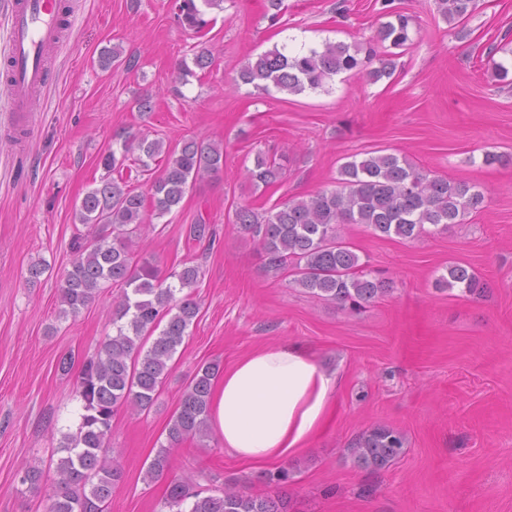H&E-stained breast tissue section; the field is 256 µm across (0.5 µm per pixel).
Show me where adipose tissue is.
<instances>
[{
	"label": "adipose tissue",
	"instance_id": "adipose-tissue-1",
	"mask_svg": "<svg viewBox=\"0 0 512 512\" xmlns=\"http://www.w3.org/2000/svg\"><path fill=\"white\" fill-rule=\"evenodd\" d=\"M340 387L297 343L261 348L214 380L210 428L237 458L277 463L301 450L323 425Z\"/></svg>",
	"mask_w": 512,
	"mask_h": 512
}]
</instances>
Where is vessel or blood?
Wrapping results in <instances>:
<instances>
[{
    "label": "vessel or blood",
    "mask_w": 512,
    "mask_h": 512,
    "mask_svg": "<svg viewBox=\"0 0 512 512\" xmlns=\"http://www.w3.org/2000/svg\"><path fill=\"white\" fill-rule=\"evenodd\" d=\"M9 30L8 105L14 125L21 126L32 110L33 98L46 85L48 53L61 45L54 0H10Z\"/></svg>",
    "instance_id": "obj_1"
}]
</instances>
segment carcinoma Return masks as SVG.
Segmentation results:
<instances>
[{"mask_svg": "<svg viewBox=\"0 0 512 512\" xmlns=\"http://www.w3.org/2000/svg\"><path fill=\"white\" fill-rule=\"evenodd\" d=\"M224 0H175L174 19L182 28L201 33L214 23L208 10ZM474 0H435L437 11L456 25L471 12ZM388 18L375 39L326 42L320 49L288 54L277 48L247 59L234 82L268 93L288 95L315 91L342 73L370 82L390 77L394 61L378 55L376 45L400 48L409 41V18L394 12L392 0H382ZM379 66L373 68V61ZM214 63L213 51L203 47L191 61H181L179 75L187 77ZM104 171L75 211V219L89 226L72 242V268L59 286V313L74 316L108 287L122 289L112 314V334L101 351L85 360L76 380V392L85 414L76 433L66 434L57 452L61 456L50 483L49 512H107L122 468L111 448L112 419L118 409L141 414L152 408L159 389L172 369L178 348L199 313L192 288L199 270L185 264L180 270L161 271L142 255L138 241L153 220L177 209L199 180L224 168L219 142L194 138L171 150L161 139L141 131L117 134L99 157ZM158 174L139 191L125 173ZM283 165L259 153L248 177L255 185L278 181ZM487 190L468 181H452L426 172L395 153L370 155L340 166L334 185L307 199L275 205L263 218L243 204L235 209L233 226L257 242L263 270L277 278L290 271L293 283L310 294L356 313L390 291L387 281L369 276L359 256L346 243L340 228L362 224L379 237L416 239L459 224L485 207ZM442 288L458 287L470 296L485 292L483 282L468 267L450 265L436 279ZM219 364L201 365L183 392L180 408L167 429V444L160 446L145 471L155 481L169 472L173 454L188 440L209 437V396ZM355 463L380 471L404 453V438L393 429L376 425L364 430L347 448ZM168 512H289L288 501L227 487L219 495H201L184 479L166 487Z\"/></svg>", "mask_w": 512, "mask_h": 512, "instance_id": "carcinoma-1", "label": "carcinoma"}]
</instances>
